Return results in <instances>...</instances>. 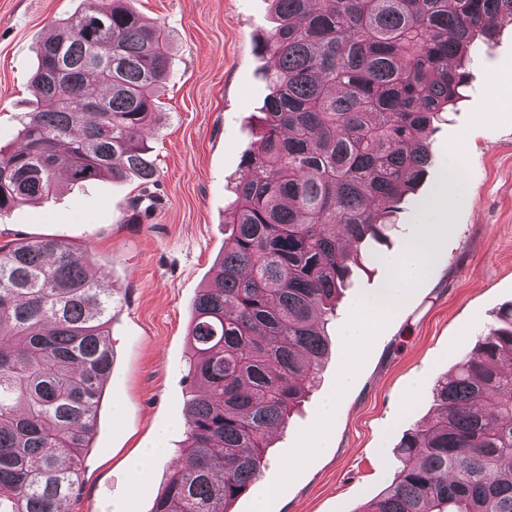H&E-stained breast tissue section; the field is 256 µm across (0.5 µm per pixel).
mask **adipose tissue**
Returning <instances> with one entry per match:
<instances>
[{"label":"adipose tissue","instance_id":"1","mask_svg":"<svg viewBox=\"0 0 512 512\" xmlns=\"http://www.w3.org/2000/svg\"><path fill=\"white\" fill-rule=\"evenodd\" d=\"M441 241L429 233L409 240L403 253L389 254L382 262L388 270L383 286L374 295L360 299L352 309L348 327V355L341 370L339 391H346L354 374L358 358L377 324V310L382 306H397L408 297L416 283L432 268Z\"/></svg>","mask_w":512,"mask_h":512}]
</instances>
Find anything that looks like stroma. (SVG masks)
Wrapping results in <instances>:
<instances>
[{
    "mask_svg": "<svg viewBox=\"0 0 512 512\" xmlns=\"http://www.w3.org/2000/svg\"><path fill=\"white\" fill-rule=\"evenodd\" d=\"M170 41V75L160 114L146 133L156 166L154 203L135 222V178L60 184L45 202L0 215V245L53 238L87 247L95 279L112 288V372L95 436L82 460V485L67 512H150L186 438L183 406L196 392L187 331L193 304L224 253L229 187L269 92L256 34L273 26L269 0H126ZM83 0H0V146L19 147V120L38 109L30 78L38 49ZM464 97L431 136L424 180L394 216L382 243L401 251L430 232L442 241L436 266L406 303L380 320L345 393L337 377L355 299L381 288L383 266L353 268L329 351L310 395L286 428L270 435L259 487L277 489V512H360L392 479L388 466L403 434L430 416L436 382L496 326L512 305V24L477 42L465 63ZM460 154L465 186L447 209L422 223L449 157ZM336 399V416L322 414ZM153 455L139 483L127 460Z\"/></svg>",
    "mask_w": 512,
    "mask_h": 512,
    "instance_id": "1",
    "label": "stroma"
}]
</instances>
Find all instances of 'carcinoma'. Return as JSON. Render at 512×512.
I'll return each instance as SVG.
<instances>
[{
	"instance_id": "carcinoma-1",
	"label": "carcinoma",
	"mask_w": 512,
	"mask_h": 512,
	"mask_svg": "<svg viewBox=\"0 0 512 512\" xmlns=\"http://www.w3.org/2000/svg\"><path fill=\"white\" fill-rule=\"evenodd\" d=\"M256 35L270 93L224 210V255L188 328L185 461L151 512H231L268 436L318 378L351 268L373 264L391 215L424 179L430 136L459 101L477 37L512 0H272ZM169 38L124 0H84L39 52L43 108L0 148V213L47 200L59 177L132 174L153 201L143 131L169 75ZM43 171V177L34 173ZM92 255L55 240L0 246V512H62L80 488L112 371V289ZM432 390L397 446L391 484L361 512H512V305Z\"/></svg>"
}]
</instances>
